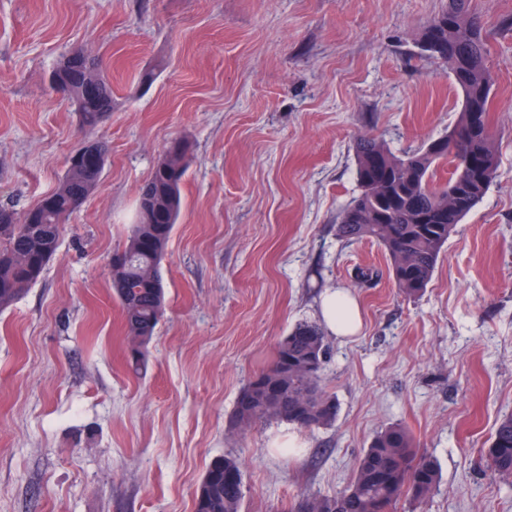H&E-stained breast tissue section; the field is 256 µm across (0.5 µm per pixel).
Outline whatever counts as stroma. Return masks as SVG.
Masks as SVG:
<instances>
[{
    "label": "stroma",
    "instance_id": "35a3bbf8",
    "mask_svg": "<svg viewBox=\"0 0 512 512\" xmlns=\"http://www.w3.org/2000/svg\"><path fill=\"white\" fill-rule=\"evenodd\" d=\"M442 0H0V202L36 204L81 138L51 87L77 47L109 67L110 148L40 280L0 309V512H193L216 458L237 456L241 512H297L350 484L399 424L441 482L398 512H512L488 438L512 414V0H473L492 75L499 175L457 225L418 298L377 242L341 240L354 144L395 154L444 135L463 94L419 48ZM188 159L161 272L167 310L142 374L127 366L109 262L163 152ZM361 268L378 278L359 281ZM359 302L328 336V426L231 428L277 340L320 322L323 293Z\"/></svg>",
    "mask_w": 512,
    "mask_h": 512
}]
</instances>
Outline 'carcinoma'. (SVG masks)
<instances>
[{
  "label": "carcinoma",
  "instance_id": "carcinoma-1",
  "mask_svg": "<svg viewBox=\"0 0 512 512\" xmlns=\"http://www.w3.org/2000/svg\"><path fill=\"white\" fill-rule=\"evenodd\" d=\"M481 18L472 0H445L421 40L442 43L440 57L463 93L458 120L448 133L398 156L372 136L354 146L359 193L343 208L337 234L348 243L375 240L389 257V276L408 297L424 293L444 245L457 224L484 198L498 176V152L489 126L492 77ZM100 88L98 98L83 100L78 72L56 63L52 83L73 101L80 122L92 131L112 111V82L101 61L91 56ZM185 151L173 147L160 156L140 197L153 204L152 219L133 224L118 260V281L111 282L123 315L128 345L147 332L154 335L166 309L160 264L182 208ZM99 177L69 163L55 188L17 215L0 204V309L8 308L43 274L56 255L66 218L91 195ZM328 345L322 328L296 323L277 343L270 366L251 379L237 397L233 423L243 430L271 419L299 428L328 426L338 405L320 385ZM488 462L512 477V415L500 419L490 437ZM219 474L194 500V512H241L244 479L233 455L207 468ZM436 463L418 453L401 425L373 438L344 491L341 512H397L402 499L425 500L439 485Z\"/></svg>",
  "mask_w": 512,
  "mask_h": 512
}]
</instances>
